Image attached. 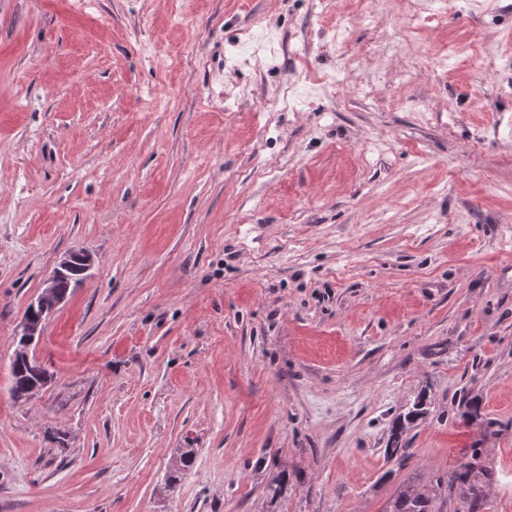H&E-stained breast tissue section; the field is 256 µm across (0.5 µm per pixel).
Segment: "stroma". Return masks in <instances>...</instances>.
I'll return each instance as SVG.
<instances>
[{
    "mask_svg": "<svg viewBox=\"0 0 512 512\" xmlns=\"http://www.w3.org/2000/svg\"><path fill=\"white\" fill-rule=\"evenodd\" d=\"M475 448L512 512V0H0V512H384ZM77 260L76 251L69 252L60 259L51 276L44 281L42 292L30 303L33 310L41 312L42 319L35 324L27 319L20 322L16 330V336L17 339L19 336H24V339L18 345L13 360L17 357L30 358V347L39 338L43 321L53 314L67 298V294L59 290L58 281L76 269L75 262ZM11 375V393L16 400L27 399L30 389L32 393L35 390H40L47 384V382L42 385L36 384L31 388L30 385L35 379L40 377L46 380L49 377L46 369L42 368L33 360H31L30 363H27L25 360H16L11 368ZM429 414V406L425 396L418 397L403 413L393 420L392 434L387 448V455L395 465L403 466L407 458V444L403 441L406 430L416 422L421 421Z\"/></svg>",
    "mask_w": 512,
    "mask_h": 512,
    "instance_id": "obj_1",
    "label": "stroma"
}]
</instances>
